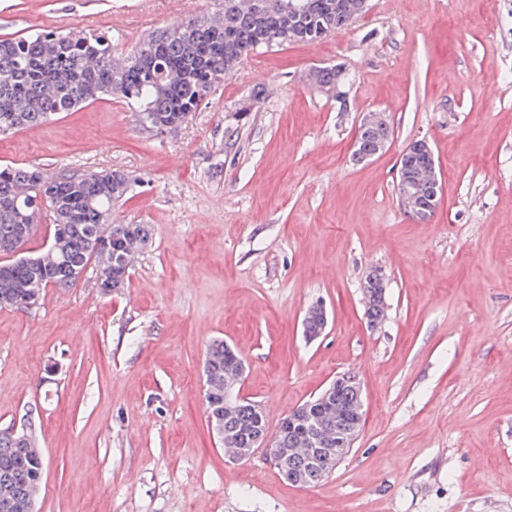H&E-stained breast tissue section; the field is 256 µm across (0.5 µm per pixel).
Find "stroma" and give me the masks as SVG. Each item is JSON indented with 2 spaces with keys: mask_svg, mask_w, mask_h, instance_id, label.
<instances>
[{
  "mask_svg": "<svg viewBox=\"0 0 512 512\" xmlns=\"http://www.w3.org/2000/svg\"><path fill=\"white\" fill-rule=\"evenodd\" d=\"M214 0H0V37L95 30L114 55ZM347 76L346 103L312 88ZM394 138L352 158L358 125ZM428 140L440 204L411 218L399 155ZM121 170L114 221L151 246L118 293L94 272L0 309V427L44 455L35 512H512V0H369L344 29L250 52L158 134L108 97L0 137V164ZM385 276L369 326L363 285ZM328 324L307 340L303 318ZM221 339L267 429L338 376L363 424L322 482L236 461L207 425L203 360ZM338 73L336 72V66H326L315 69V80L313 83L323 92L324 94L333 97L336 94V99L339 102H343L344 96H338V92L336 89V84L338 83V87L340 90V86L342 84L341 81H337ZM341 91V90H340ZM343 92V91H341Z\"/></svg>",
  "mask_w": 512,
  "mask_h": 512,
  "instance_id": "1",
  "label": "stroma"
}]
</instances>
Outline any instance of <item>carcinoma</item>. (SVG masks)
Masks as SVG:
<instances>
[{"instance_id":"1","label":"carcinoma","mask_w":512,"mask_h":512,"mask_svg":"<svg viewBox=\"0 0 512 512\" xmlns=\"http://www.w3.org/2000/svg\"><path fill=\"white\" fill-rule=\"evenodd\" d=\"M355 0H224L212 15L173 23L144 37L132 53L112 55V43L86 31L44 30L27 37L0 39V134L37 128L55 116L104 97L134 106L143 126L163 133L178 127L190 112L224 84L252 50L315 41L345 28ZM336 67L315 69L314 84L336 94ZM130 176L120 170L92 171L48 178L34 167L0 166V308L19 307L29 294L71 288L90 267L105 294L123 288L132 257L152 245L148 224L112 222V206L127 194ZM48 200L43 210L39 198ZM39 219L49 226L52 252L33 250L43 264L24 261L32 241L22 230ZM366 317L379 322L385 299L365 296ZM237 353L213 342L204 361L209 394L205 407L221 430L248 448L252 435L266 427L265 415L241 401L224 409V382L236 375ZM356 402L349 383L337 388L334 408L310 399L313 426L330 438L347 434ZM0 428V512H29L40 489L44 457L34 439L22 443ZM281 469L301 470L306 461L288 455L299 440L286 424L275 432Z\"/></svg>"}]
</instances>
